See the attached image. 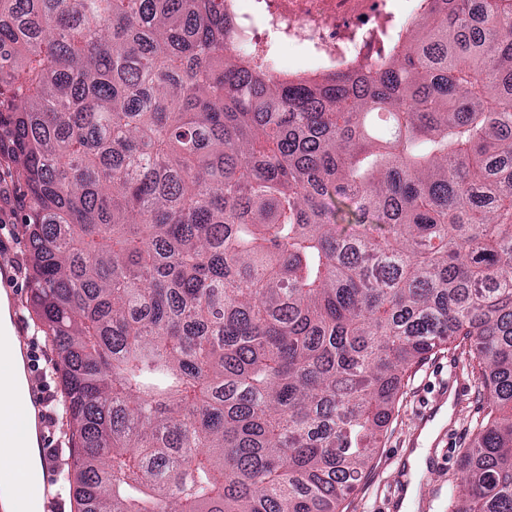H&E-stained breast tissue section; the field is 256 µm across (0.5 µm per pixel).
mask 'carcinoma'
<instances>
[{"instance_id":"cac0c4a2","label":"carcinoma","mask_w":512,"mask_h":512,"mask_svg":"<svg viewBox=\"0 0 512 512\" xmlns=\"http://www.w3.org/2000/svg\"><path fill=\"white\" fill-rule=\"evenodd\" d=\"M224 2L0 0L77 512H338L458 338L486 408L452 512H512V0L278 76Z\"/></svg>"}]
</instances>
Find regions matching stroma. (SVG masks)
I'll list each match as a JSON object with an SVG mask.
<instances>
[{
	"label": "stroma",
	"mask_w": 512,
	"mask_h": 512,
	"mask_svg": "<svg viewBox=\"0 0 512 512\" xmlns=\"http://www.w3.org/2000/svg\"><path fill=\"white\" fill-rule=\"evenodd\" d=\"M14 301L24 315L23 333L36 355L53 358L56 350L37 326L30 306L31 281L29 272L15 275ZM471 379L463 355L454 350L431 354L404 377L400 400L375 452L370 468L362 481L346 497L342 512H400L404 498L406 476L410 469L409 456L413 447L425 448L423 465L419 470L417 494L412 512H448L449 493L460 475L462 455L472 444L486 406L478 392H471L469 401L451 419L448 433L419 436L415 417L420 410L431 407L434 397L453 375ZM46 445L56 449L51 457L52 467L60 478L51 487L50 512H76L72 490L65 479L73 447L65 417L46 427Z\"/></svg>",
	"instance_id": "1"
}]
</instances>
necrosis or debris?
Segmentation results:
<instances>
[{"label": "necrosis or debris", "mask_w": 512, "mask_h": 512, "mask_svg": "<svg viewBox=\"0 0 512 512\" xmlns=\"http://www.w3.org/2000/svg\"><path fill=\"white\" fill-rule=\"evenodd\" d=\"M234 50L275 61L292 56L308 72L366 68L426 10V0H227Z\"/></svg>", "instance_id": "necrosis-or-debris-1"}]
</instances>
